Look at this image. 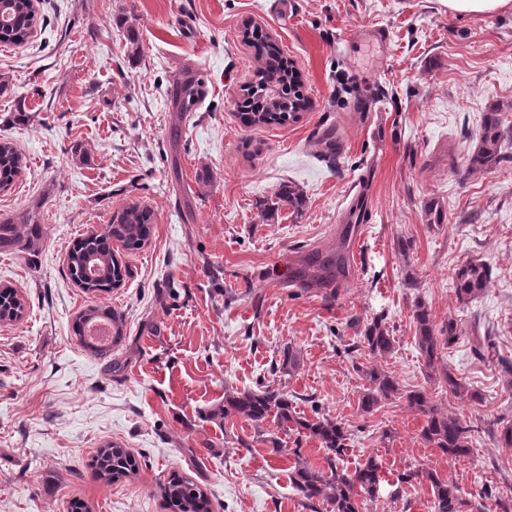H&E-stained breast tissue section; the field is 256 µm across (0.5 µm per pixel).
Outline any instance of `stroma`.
<instances>
[{
    "label": "stroma",
    "instance_id": "obj_1",
    "mask_svg": "<svg viewBox=\"0 0 512 512\" xmlns=\"http://www.w3.org/2000/svg\"><path fill=\"white\" fill-rule=\"evenodd\" d=\"M26 43L0 45V140L25 165L0 192V222L44 228L38 249H0V285L25 302L0 322V512H169L160 487L177 473L203 485L213 512H332L306 506L288 472L326 468L318 441L274 421L224 420L228 392L270 386L297 414L351 434L343 459L369 454L396 475L436 470L465 497L499 488L487 512H512V448L490 428L512 417V160L467 170L485 112L512 122V11L459 15L441 0H35ZM293 61L311 107L296 122L245 127L236 112L255 78L245 25ZM375 29L385 42L369 39ZM203 73L208 93L179 111L172 91ZM30 115L16 121L18 110ZM293 182L301 213L271 204ZM443 221L428 223V202ZM153 212L149 244L118 252L119 288L84 294L66 274L79 236L124 207ZM359 223L351 270L334 300L290 282L307 251L335 247ZM493 268L478 299L455 295L454 269ZM112 307L123 334L105 359L73 322ZM457 324L443 353L481 401L441 387L415 345L412 311ZM385 316L393 349L353 350ZM494 344L495 358L477 351ZM294 352L296 368L284 366ZM122 362L121 371L109 368ZM426 391L475 426L470 455L448 458L420 437L425 419L394 398L359 408L362 367ZM137 470L106 486L92 475L106 443ZM300 455H293V448ZM427 484L382 485L360 512H431Z\"/></svg>",
    "mask_w": 512,
    "mask_h": 512
}]
</instances>
